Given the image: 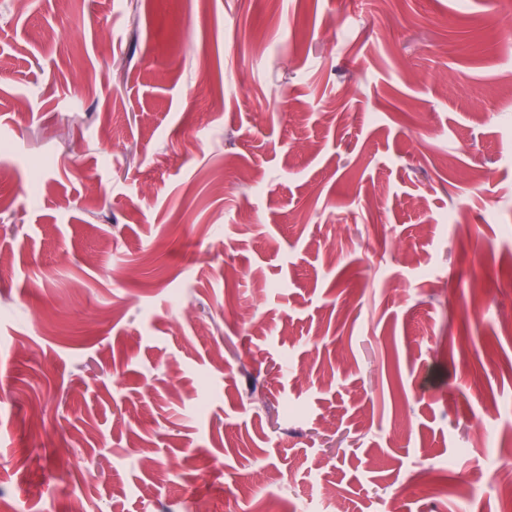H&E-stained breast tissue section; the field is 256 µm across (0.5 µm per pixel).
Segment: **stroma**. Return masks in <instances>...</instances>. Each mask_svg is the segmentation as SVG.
<instances>
[{
	"instance_id": "obj_1",
	"label": "stroma",
	"mask_w": 512,
	"mask_h": 512,
	"mask_svg": "<svg viewBox=\"0 0 512 512\" xmlns=\"http://www.w3.org/2000/svg\"><path fill=\"white\" fill-rule=\"evenodd\" d=\"M1 141L0 512H475L512 0H0Z\"/></svg>"
}]
</instances>
